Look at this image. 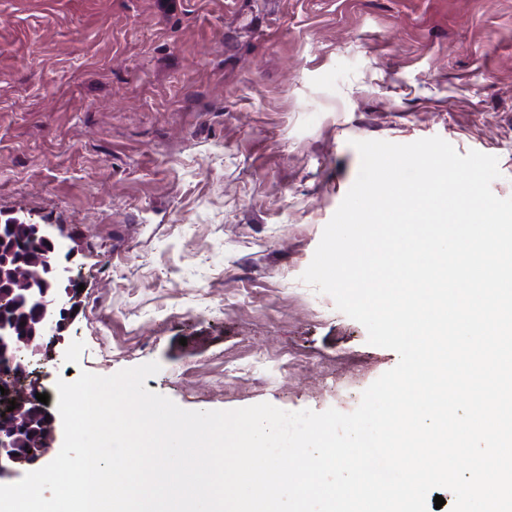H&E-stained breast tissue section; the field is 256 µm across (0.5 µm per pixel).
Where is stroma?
<instances>
[{"label": "stroma", "instance_id": "1", "mask_svg": "<svg viewBox=\"0 0 512 512\" xmlns=\"http://www.w3.org/2000/svg\"><path fill=\"white\" fill-rule=\"evenodd\" d=\"M496 156L512 0H0V224L83 284L44 392L147 362L186 410L352 412L399 361L302 281L357 140Z\"/></svg>", "mask_w": 512, "mask_h": 512}]
</instances>
